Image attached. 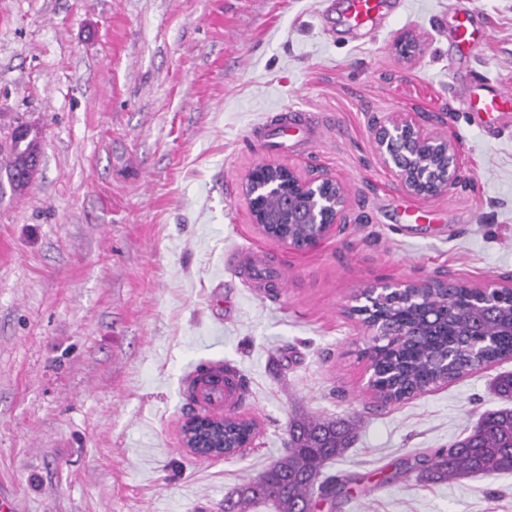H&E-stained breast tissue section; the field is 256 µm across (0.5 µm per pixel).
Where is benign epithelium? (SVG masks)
I'll use <instances>...</instances> for the list:
<instances>
[{"label":"benign epithelium","mask_w":512,"mask_h":512,"mask_svg":"<svg viewBox=\"0 0 512 512\" xmlns=\"http://www.w3.org/2000/svg\"><path fill=\"white\" fill-rule=\"evenodd\" d=\"M396 49L404 58L420 50V41L406 33L399 37ZM442 121L435 118L427 123L408 112H392L373 127V141L379 162L394 173L403 189L414 197L441 196L463 181L461 151L457 143L441 131ZM252 223L261 229L273 224H315L320 230L306 240L286 245L306 250L322 241L343 233L350 220L347 186L327 172L300 176L292 167L274 163H259L251 168L241 182ZM281 196L288 201L282 211H273L268 199ZM403 288H416L410 304L422 308L441 288H470L475 307L490 306L486 299L512 289V280L488 277L473 285L453 275L427 280L377 284L364 289L357 300L362 315L368 316L373 306ZM182 444L191 454L206 458L224 455V421L191 416L181 427Z\"/></svg>","instance_id":"7a95c632"}]
</instances>
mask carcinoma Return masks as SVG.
I'll return each instance as SVG.
<instances>
[{"label":"carcinoma","mask_w":512,"mask_h":512,"mask_svg":"<svg viewBox=\"0 0 512 512\" xmlns=\"http://www.w3.org/2000/svg\"><path fill=\"white\" fill-rule=\"evenodd\" d=\"M24 135L10 130L0 140V199L21 194L30 184L28 171L39 165L41 131L24 122ZM469 290L436 294L430 319L412 307L387 306L376 314L412 328V336H389L372 351L371 366L377 379L372 385L383 404L404 399L444 383L470 370L471 330L481 323L487 337L485 361L512 357V308L502 307L490 319L467 309ZM452 362H447V358ZM496 390L506 405L480 414L470 432L446 448L408 467L402 474L417 482H443L476 475L512 473V372L497 377ZM359 419L300 415L288 421V441L280 458L233 493L244 512H318L320 505L336 500L352 477L325 474L330 463L342 457L355 434ZM254 424L240 414H224V450L232 452L252 442Z\"/></svg>","instance_id":"1"}]
</instances>
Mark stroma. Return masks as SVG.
<instances>
[{"label": "stroma", "mask_w": 512, "mask_h": 512, "mask_svg": "<svg viewBox=\"0 0 512 512\" xmlns=\"http://www.w3.org/2000/svg\"><path fill=\"white\" fill-rule=\"evenodd\" d=\"M331 0H0V134L39 127L42 165L0 200V494L14 512H224L274 463L288 420L360 415L331 475L391 473L500 407L487 364L376 402L351 314L380 282L512 275V112L457 91L512 92V0H402L382 31L345 30ZM490 30L457 49L459 7ZM421 50L401 58L405 33ZM308 112L280 139L283 109ZM392 112L444 115L466 184L421 200L375 158ZM278 163L341 179L351 225L295 250L252 224L242 177ZM429 218L408 216V206ZM260 249L278 281L234 272ZM236 368L258 426L229 460L191 455L196 367ZM324 512H512V474L396 481ZM459 107L465 112H503L501 102L495 97H486L480 93H473L469 99L459 102Z\"/></svg>", "instance_id": "stroma-1"}]
</instances>
